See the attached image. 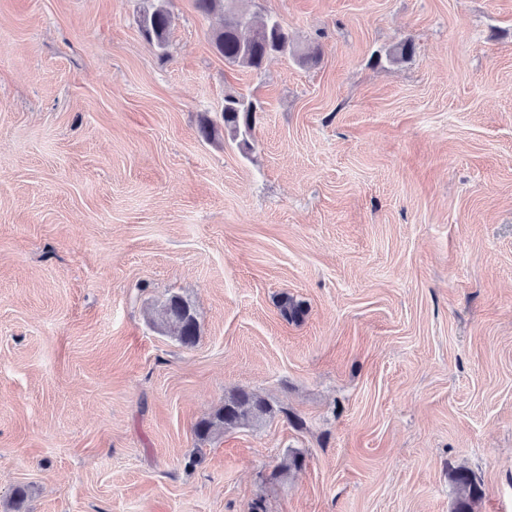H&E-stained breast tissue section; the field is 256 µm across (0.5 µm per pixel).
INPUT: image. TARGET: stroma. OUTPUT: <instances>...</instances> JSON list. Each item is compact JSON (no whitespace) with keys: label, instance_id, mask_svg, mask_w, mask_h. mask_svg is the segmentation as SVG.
<instances>
[{"label":"stroma","instance_id":"35a3bbf8","mask_svg":"<svg viewBox=\"0 0 512 512\" xmlns=\"http://www.w3.org/2000/svg\"><path fill=\"white\" fill-rule=\"evenodd\" d=\"M152 2L0 0V512H512V0H224L258 72ZM237 388L274 416L198 440ZM151 6V11L145 12L141 20V28L149 41L162 53L168 46L170 16L163 2ZM268 30L279 41L280 55L291 52V39L278 20L257 23L248 13L225 15L223 26L212 34V46L227 63L260 71L268 60L265 51ZM259 105L253 100L243 97L228 96L224 99V110L221 112V120L224 130L232 138L250 135L255 123ZM161 326L173 327L178 340L186 347L193 346L198 339V321L189 303L182 297L171 296L163 311ZM454 484L457 488V498L454 512H473L472 506L480 497L481 492L470 474L463 469L456 471Z\"/></svg>","mask_w":512,"mask_h":512}]
</instances>
